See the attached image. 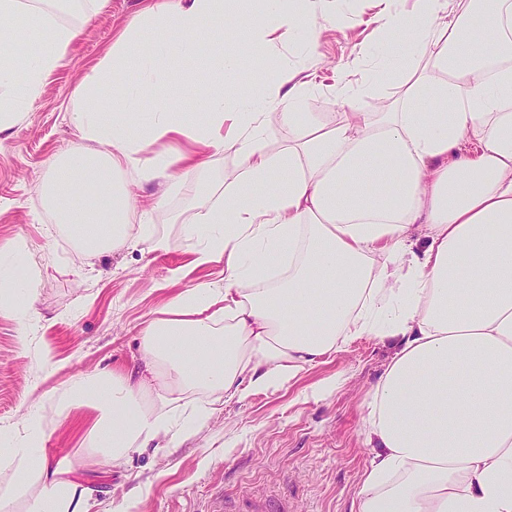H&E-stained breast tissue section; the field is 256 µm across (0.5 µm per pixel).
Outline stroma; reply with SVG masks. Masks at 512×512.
I'll return each mask as SVG.
<instances>
[{
  "instance_id": "1",
  "label": "stroma",
  "mask_w": 512,
  "mask_h": 512,
  "mask_svg": "<svg viewBox=\"0 0 512 512\" xmlns=\"http://www.w3.org/2000/svg\"><path fill=\"white\" fill-rule=\"evenodd\" d=\"M155 0H77L57 8L58 24L76 28L62 64L42 96L13 128L0 132V288L36 279L28 317L0 309V422L19 421L29 409L51 414L49 445L69 456L80 481L93 491L88 512H208L215 497L227 507L289 492L291 512H356L369 466L364 443L365 401L394 353L373 336L350 338L324 363L282 386L244 399L217 400L197 433L173 448H150L119 467L99 466L87 429L59 405L69 382L101 367H133L140 332L155 310L179 291L224 277L223 262L192 267L182 243L201 191L221 194L225 173L238 165L229 152L209 163L179 191L157 182L134 183L130 223L147 220L168 250L145 241L134 249L93 254L56 224L45 202L51 161L86 148L70 120L84 78L117 53L127 24ZM336 16L323 22L312 48L282 36L267 55L286 70L314 69L304 85L310 112H373L401 91L382 77L375 49L386 39L375 20L377 0H335ZM370 87L358 102L342 85ZM55 373L39 369L43 356Z\"/></svg>"
}]
</instances>
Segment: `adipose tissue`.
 I'll list each match as a JSON object with an SVG mask.
<instances>
[{"label":"adipose tissue","instance_id":"obj_1","mask_svg":"<svg viewBox=\"0 0 512 512\" xmlns=\"http://www.w3.org/2000/svg\"><path fill=\"white\" fill-rule=\"evenodd\" d=\"M324 0H157L119 38L137 79L120 97L155 99L148 112L111 109L97 68L72 120L94 152L52 164L45 196L61 224H78L91 252L153 241L130 225L133 197L116 181L172 185L205 168V149L239 166L223 195L203 197L184 242L197 264L224 260V278L180 291L142 328L140 362L80 376L64 391L96 410L88 431L106 462L158 442L172 447L213 414L202 392L244 396L294 379L348 338L397 344L365 404L373 458L357 512H512V0H416L411 17L383 9L382 70L402 64L384 110L305 111L292 74L257 48L287 31L307 46ZM257 15L240 51L204 55L233 18ZM161 31L151 46L143 34ZM52 46L16 68L0 43V131L41 94L77 35L43 16L34 38ZM180 58L198 78L176 86ZM456 67H449V58ZM185 91L194 124L171 110ZM282 106L288 139L265 135ZM182 134L188 155L167 142ZM40 412L0 424V512H88L90 488L52 454Z\"/></svg>","mask_w":512,"mask_h":512}]
</instances>
